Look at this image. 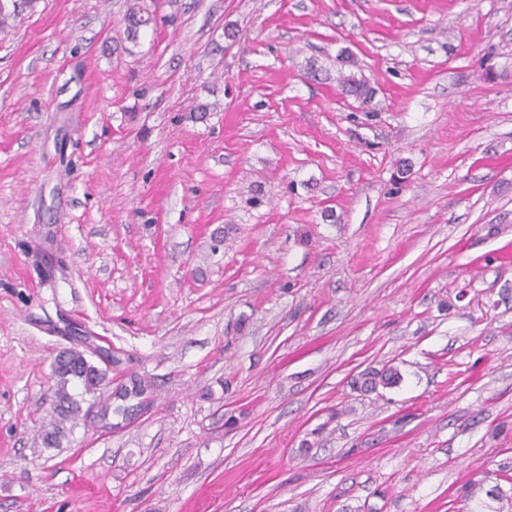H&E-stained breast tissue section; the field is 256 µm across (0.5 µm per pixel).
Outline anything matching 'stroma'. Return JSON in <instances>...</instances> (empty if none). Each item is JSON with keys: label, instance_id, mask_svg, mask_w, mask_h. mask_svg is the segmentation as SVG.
I'll return each instance as SVG.
<instances>
[{"label": "stroma", "instance_id": "1", "mask_svg": "<svg viewBox=\"0 0 512 512\" xmlns=\"http://www.w3.org/2000/svg\"><path fill=\"white\" fill-rule=\"evenodd\" d=\"M129 5L0 31V512H512V0ZM125 16L127 39L136 42L142 29L149 27L155 20L153 11L139 5V1H133ZM66 349L64 351H67ZM60 353L54 359L52 374L55 380V400L52 409L51 427L42 435L47 448L59 447L62 440L71 435L81 412V400L72 393L79 385L83 393L94 392L106 377V371L89 361L80 351ZM403 380L398 365L385 364L381 368H367L358 373L350 381L352 389L362 394L380 393L381 390L392 389Z\"/></svg>", "mask_w": 512, "mask_h": 512}]
</instances>
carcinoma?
<instances>
[{
	"instance_id": "carcinoma-1",
	"label": "carcinoma",
	"mask_w": 512,
	"mask_h": 512,
	"mask_svg": "<svg viewBox=\"0 0 512 512\" xmlns=\"http://www.w3.org/2000/svg\"><path fill=\"white\" fill-rule=\"evenodd\" d=\"M36 0H0V26L11 17L18 18L24 10L33 9ZM127 39L138 40L142 29L155 21V14L134 2L125 16ZM344 94L359 99H370L374 90L369 84L353 76L341 79ZM52 374L55 380V400L51 427L42 435V442L48 448L60 446L62 440L71 435L81 412V400L72 393V387L79 385L83 393L95 391L106 377V371L89 361L80 351L62 352L54 359ZM403 375L398 366L390 363L380 368H367L351 379L352 389L362 394L378 393L400 385Z\"/></svg>"
}]
</instances>
